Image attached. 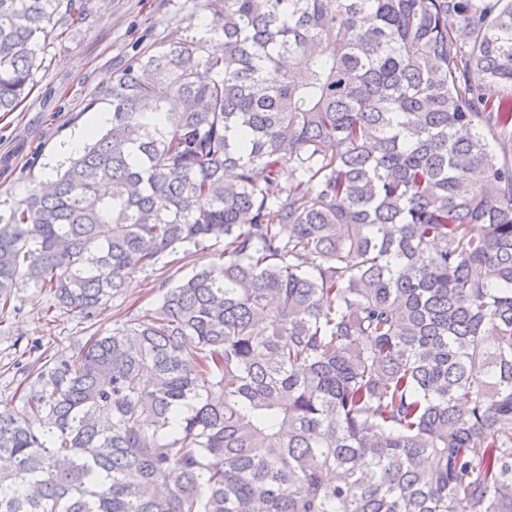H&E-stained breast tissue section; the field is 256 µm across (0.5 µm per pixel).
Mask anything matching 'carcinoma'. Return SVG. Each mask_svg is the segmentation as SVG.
<instances>
[{
  "label": "carcinoma",
  "instance_id": "carcinoma-1",
  "mask_svg": "<svg viewBox=\"0 0 512 512\" xmlns=\"http://www.w3.org/2000/svg\"><path fill=\"white\" fill-rule=\"evenodd\" d=\"M194 7L0 217V324L222 264L14 363L0 512H512V0ZM89 16L0 0V112Z\"/></svg>",
  "mask_w": 512,
  "mask_h": 512
}]
</instances>
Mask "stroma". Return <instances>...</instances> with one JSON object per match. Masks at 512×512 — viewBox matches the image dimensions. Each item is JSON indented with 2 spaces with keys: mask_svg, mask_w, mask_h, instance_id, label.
<instances>
[{
  "mask_svg": "<svg viewBox=\"0 0 512 512\" xmlns=\"http://www.w3.org/2000/svg\"><path fill=\"white\" fill-rule=\"evenodd\" d=\"M185 0H92L91 18L84 29L62 44L49 45L43 54L34 87L17 111L0 114V213L9 214L40 180L73 154V134L96 125L108 111L106 91L116 71L124 68L135 48L175 30L186 31L202 20L201 11L184 6ZM160 293L148 290L146 280H132L121 298L98 313V328L121 324L133 301L156 302ZM49 300L40 289L21 287V311L0 326V405L21 408L19 382L12 367L14 341L41 338L52 348H64L84 338L82 324L65 318L43 326L38 315Z\"/></svg>",
  "mask_w": 512,
  "mask_h": 512,
  "instance_id": "stroma-1",
  "label": "stroma"
}]
</instances>
